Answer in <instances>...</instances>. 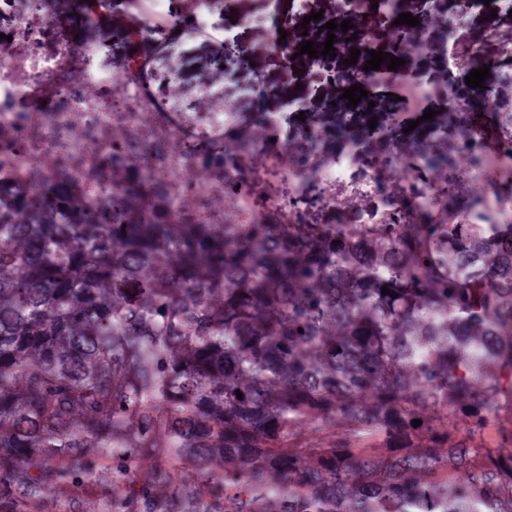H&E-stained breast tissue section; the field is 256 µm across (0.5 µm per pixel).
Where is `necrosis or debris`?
Returning <instances> with one entry per match:
<instances>
[{
  "label": "necrosis or debris",
  "instance_id": "1",
  "mask_svg": "<svg viewBox=\"0 0 512 512\" xmlns=\"http://www.w3.org/2000/svg\"><path fill=\"white\" fill-rule=\"evenodd\" d=\"M176 0H134L120 38L88 44L78 34L108 13L111 0H90L85 11L54 23L49 0H0V182L22 181L36 169L46 193L66 187L71 198L93 201L107 194L112 159L138 153L144 172L168 186L178 209H198L202 220L224 219L223 202L236 209L240 224H261L273 213L306 222L310 212L331 208L337 224H414L435 206V175L425 155L382 148L369 127L368 100L341 115L360 127L357 142L328 158L313 146L324 125L307 119L300 134L290 118L306 110L293 99L284 112L244 117L230 106L217 84L182 92L178 79L183 47L162 41L164 30L183 15ZM410 0H334L325 20H351L363 30L359 63L379 45L378 30L412 38L398 25ZM470 8L454 4L444 24L448 83H464L475 69L489 67L492 82L481 94L483 117L458 131L457 159L466 163L470 190L467 221L512 224V122L497 103L496 85L512 84V30L489 29L483 40L465 39ZM161 40L159 58L138 53L142 36ZM256 129L249 164L235 161L213 168L208 180L196 165L224 153L244 128ZM276 193L257 198L261 180Z\"/></svg>",
  "mask_w": 512,
  "mask_h": 512
}]
</instances>
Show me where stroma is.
Segmentation results:
<instances>
[{"mask_svg": "<svg viewBox=\"0 0 512 512\" xmlns=\"http://www.w3.org/2000/svg\"><path fill=\"white\" fill-rule=\"evenodd\" d=\"M278 8L280 15L293 14L292 0H279L277 5H270L269 0H232L231 15H220L216 22L219 28L225 29L237 39V50L244 66L239 76L241 80L252 79L254 73H261L268 87V93L263 99L262 108L272 111H284L289 98L296 94H303L308 103L310 114L323 119L325 125L335 130L333 138L325 145V150L338 149L346 138L356 134L355 126H342L338 123L335 101L341 95L339 85L327 82L325 71L344 70L345 65L341 59L326 60L320 64H310L307 58L297 57L291 73H284L282 61L275 54L260 55L256 49L269 39L261 19L267 18L271 8ZM185 53L181 63L183 83L186 88L208 81L214 62L223 60L224 44L206 37L181 32ZM446 38L444 30H434L429 40L433 46L430 53L405 61L403 72H412L423 76L427 81L440 83L447 79V61L440 51ZM437 111L436 121L442 122L445 127L443 139H434L430 130V121L424 120L425 110ZM407 121L418 122V129L409 132L407 139L401 140V150H409L412 143H420L429 147L445 149L453 144L458 128L463 125L466 115L449 111L444 97H433L425 101L422 108L409 110Z\"/></svg>", "mask_w": 512, "mask_h": 512, "instance_id": "stroma-1", "label": "stroma"}]
</instances>
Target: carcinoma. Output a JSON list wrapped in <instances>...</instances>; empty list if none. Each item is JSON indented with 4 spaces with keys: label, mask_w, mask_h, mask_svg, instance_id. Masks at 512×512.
Instances as JSON below:
<instances>
[{
    "label": "carcinoma",
    "mask_w": 512,
    "mask_h": 512,
    "mask_svg": "<svg viewBox=\"0 0 512 512\" xmlns=\"http://www.w3.org/2000/svg\"><path fill=\"white\" fill-rule=\"evenodd\" d=\"M139 178L110 213L0 185V512H512L475 440L512 415V224L449 186L418 224H204ZM85 490L81 483L51 488L45 496V512H81L84 510Z\"/></svg>",
    "instance_id": "obj_1"
}]
</instances>
